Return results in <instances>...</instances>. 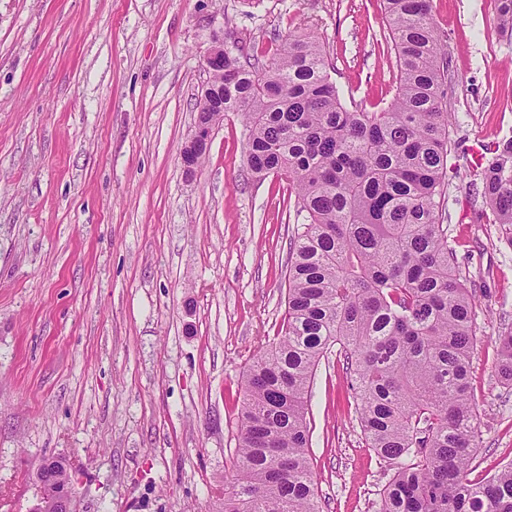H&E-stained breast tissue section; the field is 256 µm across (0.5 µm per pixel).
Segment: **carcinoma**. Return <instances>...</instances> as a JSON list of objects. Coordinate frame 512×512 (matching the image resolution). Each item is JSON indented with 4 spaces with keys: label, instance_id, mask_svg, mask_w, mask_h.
Masks as SVG:
<instances>
[{
    "label": "carcinoma",
    "instance_id": "cac0c4a2",
    "mask_svg": "<svg viewBox=\"0 0 512 512\" xmlns=\"http://www.w3.org/2000/svg\"><path fill=\"white\" fill-rule=\"evenodd\" d=\"M396 92L351 110L313 38L290 35L270 65L224 47L214 86L248 127L252 173L274 174L302 218L287 308L245 380L221 512H321L307 413L324 354L339 346L367 447L393 470L376 512H512V463L468 478L477 409L476 300L448 245L451 113L431 0H384ZM470 183L512 241V138ZM512 386V327L497 336Z\"/></svg>",
    "mask_w": 512,
    "mask_h": 512
}]
</instances>
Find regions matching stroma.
<instances>
[{
	"label": "stroma",
	"instance_id": "35a3bbf8",
	"mask_svg": "<svg viewBox=\"0 0 512 512\" xmlns=\"http://www.w3.org/2000/svg\"><path fill=\"white\" fill-rule=\"evenodd\" d=\"M456 144L512 136V35L497 0H432ZM299 32L347 107L396 89L381 0H0V512H27L42 457L75 471L80 512H219L244 377L285 314L297 217L253 174L228 112L186 174L214 37L244 58ZM448 243L475 289L478 481L512 463V243L451 180ZM344 359L309 403L322 512H375L391 477L367 448ZM497 376L501 383L512 386V327L505 328L497 336Z\"/></svg>",
	"mask_w": 512,
	"mask_h": 512
}]
</instances>
